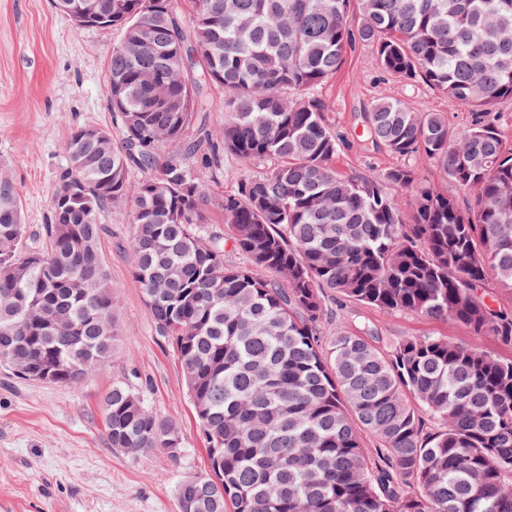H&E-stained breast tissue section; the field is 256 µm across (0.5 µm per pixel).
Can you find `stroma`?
<instances>
[{"mask_svg":"<svg viewBox=\"0 0 512 512\" xmlns=\"http://www.w3.org/2000/svg\"><path fill=\"white\" fill-rule=\"evenodd\" d=\"M119 38L112 30L76 28L54 0H0V172L16 182L30 227L47 221L55 172L66 162L64 143L73 128L116 126L108 109L107 60ZM316 94L326 101L325 118L341 140L334 165L346 176H379L400 163L366 135L375 99L424 104L445 113L457 131L469 119L468 108L449 104L422 81L383 73L362 44L347 50L339 71ZM133 210L127 200L101 219V254L121 336L114 355L69 386L28 382L0 368V512H179V485L210 473L181 362L156 331L135 277L127 245ZM339 321L349 329L368 322L386 351L406 337L445 336L512 358V347L451 321L328 301V324ZM116 384L139 391L150 409L175 424L178 457L156 449L134 460L111 448L103 400Z\"/></svg>","mask_w":512,"mask_h":512,"instance_id":"1","label":"stroma"}]
</instances>
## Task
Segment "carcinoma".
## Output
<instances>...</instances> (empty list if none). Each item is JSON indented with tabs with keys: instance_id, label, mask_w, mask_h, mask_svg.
<instances>
[{
	"instance_id": "cac0c4a2",
	"label": "carcinoma",
	"mask_w": 512,
	"mask_h": 512,
	"mask_svg": "<svg viewBox=\"0 0 512 512\" xmlns=\"http://www.w3.org/2000/svg\"><path fill=\"white\" fill-rule=\"evenodd\" d=\"M120 135L73 130L49 223L31 232L0 178V366L75 364L76 384L119 341L102 216L134 201L129 245L148 315L176 347L199 423L221 445L218 481L178 488L180 512H512V359L436 336L380 349L362 323L325 328L327 299L451 320L512 346V142L491 111L512 106V0H96ZM473 110L448 118L378 98L368 135L418 166L344 178L315 87L348 47ZM220 128L196 135L208 93ZM176 143L181 154L162 161ZM230 153L268 171L235 194L207 179ZM140 177L133 178V173ZM413 189L408 205L388 187ZM230 234L212 230L207 208ZM248 260H225L227 252ZM105 433L118 448L179 454L176 426L115 384ZM385 453L369 459L362 432ZM415 162L419 164L420 169L422 170V173L424 175V178L427 180L428 183L434 185L441 192L447 193L449 196H454L458 198L460 202H462V195L451 182H449L448 180H446V178L443 177L439 169L436 166H434V164L427 161L410 160V164H414Z\"/></svg>"
}]
</instances>
